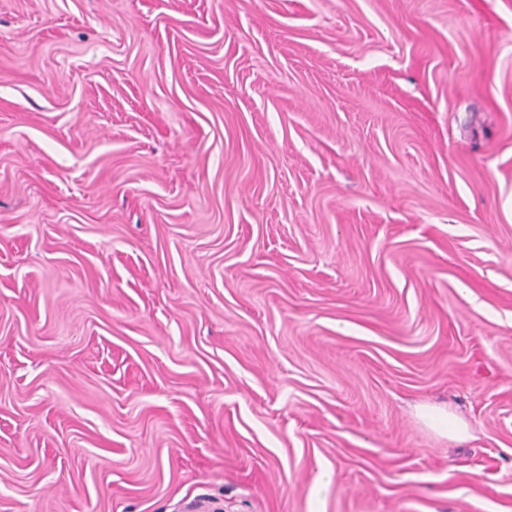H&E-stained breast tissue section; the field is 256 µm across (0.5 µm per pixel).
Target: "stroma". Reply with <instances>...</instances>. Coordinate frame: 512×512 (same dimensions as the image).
I'll return each instance as SVG.
<instances>
[{"instance_id":"35a3bbf8","label":"stroma","mask_w":512,"mask_h":512,"mask_svg":"<svg viewBox=\"0 0 512 512\" xmlns=\"http://www.w3.org/2000/svg\"><path fill=\"white\" fill-rule=\"evenodd\" d=\"M0 512H512V0H0Z\"/></svg>"}]
</instances>
